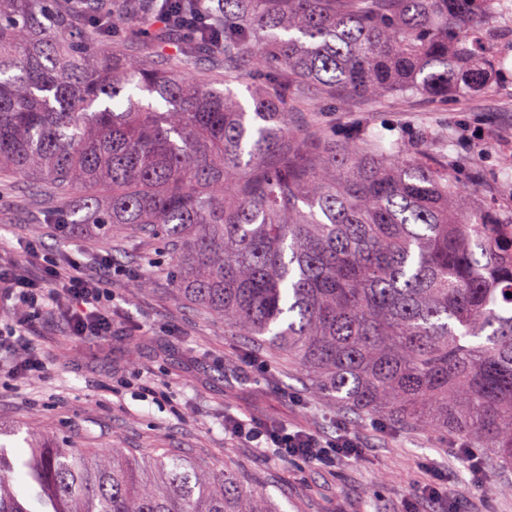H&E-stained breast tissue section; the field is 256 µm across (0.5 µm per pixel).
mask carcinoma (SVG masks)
I'll list each match as a JSON object with an SVG mask.
<instances>
[{
	"mask_svg": "<svg viewBox=\"0 0 512 512\" xmlns=\"http://www.w3.org/2000/svg\"><path fill=\"white\" fill-rule=\"evenodd\" d=\"M503 0H0V174L64 224L161 239L182 298L298 363L348 413L512 464V220L424 149L288 115L341 89L490 90ZM493 14L506 28L474 38ZM132 23L123 39L114 29ZM154 45L150 55L141 41ZM224 76H195L200 61ZM259 76L247 111L231 87ZM0 445V512H275L226 469Z\"/></svg>",
	"mask_w": 512,
	"mask_h": 512,
	"instance_id": "1",
	"label": "carcinoma"
}]
</instances>
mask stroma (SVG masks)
Listing matches in <instances>:
<instances>
[{"label":"stroma","mask_w":512,"mask_h":512,"mask_svg":"<svg viewBox=\"0 0 512 512\" xmlns=\"http://www.w3.org/2000/svg\"><path fill=\"white\" fill-rule=\"evenodd\" d=\"M491 92L463 91L435 102L392 95L354 106L342 94L318 99L311 114L291 116L310 146L336 128L365 122L368 144L392 150L426 142L447 164L475 206L512 213V53ZM58 203L33 205L23 181L0 180V265L20 247L41 245L60 263L81 260L89 278L110 256L111 338L72 335L61 314L32 319L47 364L44 374L0 384V442L17 456L29 440L55 437L67 448L119 451L124 458L190 457L200 468L233 470L245 487L266 493L280 512H437L420 488L441 476L442 500L458 512H512V467L478 449L470 471L456 442L366 415L352 419L316 389L304 369L274 350H258L225 328L221 317L183 301L172 283L173 256L160 241L116 235L97 224L61 229ZM259 370L243 375L245 361ZM305 429L333 439L349 432L366 448L362 458L330 465L287 460L231 435L230 421ZM441 500V501H442Z\"/></svg>","instance_id":"stroma-1"}]
</instances>
